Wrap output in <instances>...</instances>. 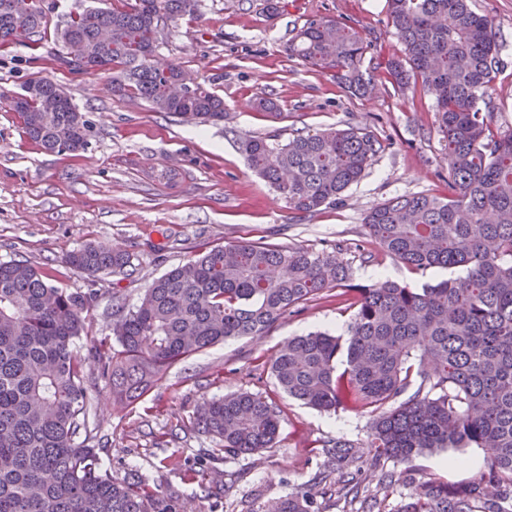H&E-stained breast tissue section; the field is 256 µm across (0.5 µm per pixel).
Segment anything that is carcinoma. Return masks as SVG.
<instances>
[{"mask_svg": "<svg viewBox=\"0 0 512 512\" xmlns=\"http://www.w3.org/2000/svg\"><path fill=\"white\" fill-rule=\"evenodd\" d=\"M6 2L0 48L38 45L43 9L15 23ZM198 3L116 0L71 14L56 38L82 42L87 57L79 63L62 53L57 61L72 71L114 70V91L155 112L220 123L229 118L223 98L181 65L155 63L169 25ZM387 9L401 57L365 61L363 37L327 17L307 21L286 52L356 95L382 81L433 95L448 195L390 199L364 224L378 252L411 271L464 267L466 275L421 288L389 279L358 286L334 248L241 240L152 279L136 305H116L115 343L90 337L81 354L75 344L93 294L58 288L26 261L0 262V512H190L171 495H155L138 473L120 479L104 469L94 418L141 402L173 365L230 338L260 337L292 308L332 290L351 311L347 334L317 331L283 342L270 360L280 390L319 411L371 414L368 447L376 459L490 451L488 471L471 483L450 489L426 480L396 512H505L502 493L512 495V132L495 130L485 113L502 65L496 33L470 0H387ZM184 79L193 90L180 100L171 85ZM34 84L42 95L19 111L27 137L48 152L86 150L89 123L70 96L52 108L47 99L59 84ZM240 149L291 213L312 216L342 200L384 145L370 131L332 127L286 140L248 135ZM64 261L92 281L132 266L128 252L106 243L86 244ZM91 367L109 383L102 405L85 387ZM280 426L275 402L249 391L206 400L188 420L189 430L214 442L206 455L215 487L218 465L275 447ZM330 447L342 488L361 485L363 473L347 471L356 445L338 439ZM313 504L311 491L300 489L271 511L264 504L251 512H314Z\"/></svg>", "mask_w": 512, "mask_h": 512, "instance_id": "carcinoma-1", "label": "carcinoma"}]
</instances>
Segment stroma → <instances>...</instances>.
Segmentation results:
<instances>
[{
    "label": "stroma",
    "mask_w": 512,
    "mask_h": 512,
    "mask_svg": "<svg viewBox=\"0 0 512 512\" xmlns=\"http://www.w3.org/2000/svg\"><path fill=\"white\" fill-rule=\"evenodd\" d=\"M281 2L280 13L272 16L266 0H200L197 16L179 20L158 47V62L181 63L223 97L232 118L217 125L187 123L114 95L111 73H72L59 66L56 24L93 0H41L49 24L41 45L0 48V261L29 262L70 292L95 288L85 319L89 335L111 339L113 296L135 304L151 278L242 239L338 245L337 256L351 265L358 285L388 278L418 288L447 278L444 270L415 274L388 257L364 258L360 250L368 239L363 217L375 205L402 195L448 192V163L431 96L389 84L355 96L285 50L295 28L327 16L359 32L370 56H401L387 0ZM473 7L492 19L504 63L491 90V122L512 131V0H473ZM44 77L65 87L88 120L85 151L48 153L24 134L11 100L25 83ZM262 97L277 100L281 117L254 109ZM336 126L366 129L385 149L342 203L293 217L281 195L248 168L240 139L276 134L285 140L296 130ZM88 243L129 252L133 275L103 274L92 282L65 264L68 252ZM349 319L325 292L260 338L230 339L173 365L143 402L104 418L99 446L105 465L118 478L138 471L159 494L187 498L194 512H252L302 488L313 489L315 512H365L385 472L398 479L384 502L386 512H395L422 481L457 486L487 471L490 454L483 448H450L409 464L374 461L368 414L320 412L277 387L269 361L288 337L316 330L338 335ZM238 390L276 402L281 434L276 447L226 460L221 493L210 497L206 480L186 466L213 442L185 433L181 423L203 401ZM336 438L358 443L355 465L369 476L349 503L338 499V475L325 446Z\"/></svg>",
    "instance_id": "1"
}]
</instances>
